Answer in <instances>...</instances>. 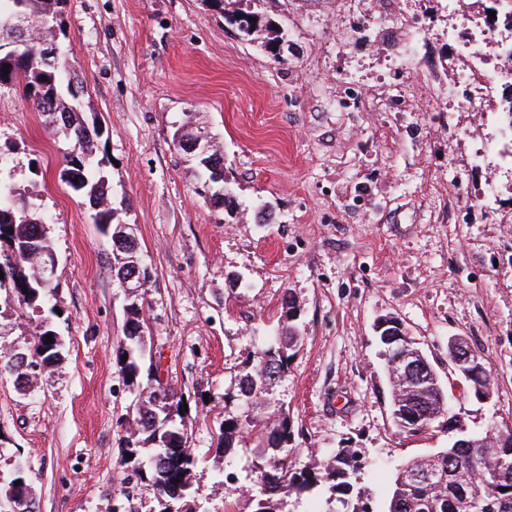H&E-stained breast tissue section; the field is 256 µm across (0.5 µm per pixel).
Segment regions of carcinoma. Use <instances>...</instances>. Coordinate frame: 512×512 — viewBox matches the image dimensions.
<instances>
[{"instance_id":"obj_1","label":"carcinoma","mask_w":512,"mask_h":512,"mask_svg":"<svg viewBox=\"0 0 512 512\" xmlns=\"http://www.w3.org/2000/svg\"><path fill=\"white\" fill-rule=\"evenodd\" d=\"M0 0V23L17 11L26 13L28 21V52L35 56L53 43L47 34H38L35 27L47 15L58 16L63 0ZM227 24L240 33L252 36L263 28L270 34L266 45L278 41L279 30L272 24L261 26L263 17L257 12L239 9L224 15ZM9 72H3V67ZM72 68L69 58L60 57L58 67H41L37 64L23 73L16 70L11 59L0 55V87L20 81L33 102L35 109L57 117V123L70 129L76 154L67 155V167L61 178L76 193L96 195V218L99 224H116L117 209L106 192V176L102 161H93L94 139L99 137L97 123L90 125L77 118V106L68 98V71ZM55 86L58 96L47 97L40 90ZM47 225L44 214L25 189L11 183L0 182V288L9 285L18 304L32 312H41L52 298L55 288L35 287V268L21 249L33 240L44 251L51 250L48 235L41 234ZM138 247L112 250V272L116 278L127 273V268L137 264ZM125 337L127 343L117 355L120 372L128 391H146L145 399H136L132 414V431L127 436L129 454L139 461L153 494L164 499V512H179L171 505L184 500L189 494L188 476L196 460L185 448L184 433L177 418L184 395L165 386L159 372L153 367L143 368L142 356L146 324L142 309H125ZM45 326L37 336L33 349L28 352L1 351L0 371L15 376L19 383L30 381V366H45L62 357L64 343L54 324L43 319ZM52 336L56 345L46 343ZM302 344L296 327L283 328L281 336L247 362L237 380V395L249 401L260 395L270 396L289 371V362ZM127 360H122V357ZM496 382L494 373L481 365L476 377L470 380L467 391L479 396ZM453 406L448 399V389L440 381L428 383L425 393L413 404L412 420L403 431L419 433L440 418H448ZM291 427L289 413L279 410L271 420L261 407L244 416H226L220 426L218 450L227 455L237 448L253 444L255 460L251 475L256 486L253 498L254 512H284L285 498L292 493L310 492L318 487L331 491L332 501L342 506L341 512H365L348 509L353 492L351 475L358 469L356 462L337 455L318 471L297 470L288 461L293 449L288 447ZM409 463L397 469L387 512H512V429L494 424L463 440L436 452L431 467L439 471L442 480L426 482L406 476Z\"/></svg>"}]
</instances>
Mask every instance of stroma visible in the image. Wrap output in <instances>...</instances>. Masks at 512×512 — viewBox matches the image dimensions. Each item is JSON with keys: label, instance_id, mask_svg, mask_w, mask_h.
Listing matches in <instances>:
<instances>
[{"label": "stroma", "instance_id": "stroma-1", "mask_svg": "<svg viewBox=\"0 0 512 512\" xmlns=\"http://www.w3.org/2000/svg\"><path fill=\"white\" fill-rule=\"evenodd\" d=\"M238 7H61L56 39L83 82L81 115L101 124L94 157L150 272L143 361L188 405L191 512H253L251 453L216 452L225 415L243 410L224 396L291 294L303 344L273 400L289 412L292 464L355 456L356 491L385 512L397 466L456 434L441 420L415 436L393 422L381 318H398L443 379L449 338L468 337L497 380L485 403L449 384L459 426L512 424V172L470 165L499 133L448 97L459 21L447 0H403L408 24L427 31L418 42L384 31L377 0H260L291 42L279 61L225 23ZM187 121L217 135L233 211L209 202L176 148ZM71 149L22 85L0 88V178L50 220L64 342L33 386L0 373V476L25 462L40 512H161L124 441V295L110 242L61 180ZM492 182L497 199L479 205ZM35 333L0 289V351Z\"/></svg>", "mask_w": 512, "mask_h": 512}]
</instances>
